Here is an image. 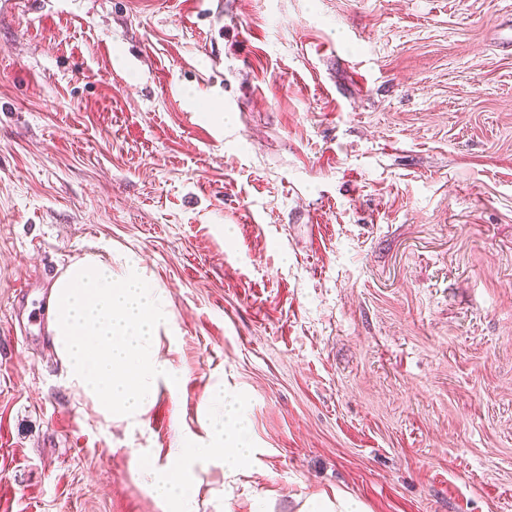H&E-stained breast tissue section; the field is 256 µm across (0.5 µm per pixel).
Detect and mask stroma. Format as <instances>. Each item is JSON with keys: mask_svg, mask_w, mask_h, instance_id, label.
Listing matches in <instances>:
<instances>
[{"mask_svg": "<svg viewBox=\"0 0 512 512\" xmlns=\"http://www.w3.org/2000/svg\"><path fill=\"white\" fill-rule=\"evenodd\" d=\"M512 0H0V512H163L138 456L255 450L199 512H512ZM166 288L144 425L30 314L85 255ZM365 512L364 505L351 498L336 493V504L326 498H307L298 512Z\"/></svg>", "mask_w": 512, "mask_h": 512, "instance_id": "1", "label": "stroma"}]
</instances>
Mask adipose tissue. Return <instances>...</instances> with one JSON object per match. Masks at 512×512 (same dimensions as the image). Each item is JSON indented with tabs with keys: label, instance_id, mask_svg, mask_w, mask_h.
<instances>
[{
	"label": "adipose tissue",
	"instance_id": "ef3b65f1",
	"mask_svg": "<svg viewBox=\"0 0 512 512\" xmlns=\"http://www.w3.org/2000/svg\"><path fill=\"white\" fill-rule=\"evenodd\" d=\"M173 312L160 285L138 262L113 268L88 255L70 264L50 286L49 344L79 397L108 421L143 424L160 387L178 376L161 352L171 338ZM204 434L179 433L175 467L148 466L149 488L164 512H198L200 471L219 467L233 475L254 454L240 424L241 402L212 385Z\"/></svg>",
	"mask_w": 512,
	"mask_h": 512
}]
</instances>
